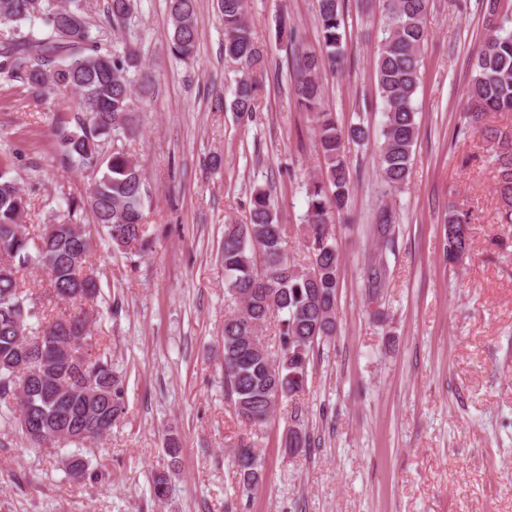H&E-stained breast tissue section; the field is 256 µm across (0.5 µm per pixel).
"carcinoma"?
I'll return each mask as SVG.
<instances>
[{"mask_svg":"<svg viewBox=\"0 0 512 512\" xmlns=\"http://www.w3.org/2000/svg\"><path fill=\"white\" fill-rule=\"evenodd\" d=\"M431 0H385L386 25L375 63L376 91L383 104L378 167L391 193L407 184L419 125L414 100L421 86L420 58L428 39L426 17ZM321 48L292 56L293 95L315 123L321 176L308 183L303 227L311 262L293 263L286 254V229L279 224L270 194L255 188L245 224L224 225L221 265L227 292L238 307L224 318V395L238 419L258 430L271 418L277 397L304 390L309 365L320 344L336 335V294L341 253L332 224L346 212L350 194L349 164L342 150L346 139L363 140L361 124L343 128L324 110L319 72L342 66L347 46L344 0H318ZM224 22V56L241 64L232 101L240 116L256 111L260 86L254 77L266 68L263 44L247 18L246 0H217ZM136 0H107L103 29L125 33ZM171 49L186 61L197 53L198 0H168ZM89 0H0V83L22 86L47 100L59 91L73 98L77 112L53 126L68 163L96 172L85 197H69L43 232L31 235L23 223L27 200L0 162V400L16 399L20 409L43 422L66 418L67 448L99 440L125 414L124 386L112 363L92 354L98 344L92 333L78 343L69 336L90 323L101 283L90 265L94 237L84 224L107 229L112 244L125 254L142 256L151 248L146 221V190L140 165L121 149L104 152V141L130 129L137 95L135 74L142 67L131 42L112 49L91 35ZM488 112H512V30L499 25L480 47L468 93L461 133L482 134L500 143L495 152L497 192L503 203L500 220L512 224V140L484 124ZM466 215L451 209L444 219L446 257L457 264L469 252ZM373 232L384 246L394 243L395 224L389 210L375 216ZM43 271L59 300L80 302L55 319L31 325L37 299L20 288L18 269ZM371 301L385 287L387 267L380 261L366 272ZM284 314L279 348L269 349L262 328L271 314ZM29 349L52 370L45 380L33 378L22 399L20 373ZM94 378L102 394L90 399L83 378ZM233 463L245 486L258 484L260 455L253 441H238ZM154 499L162 504L170 493L169 475L152 480Z\"/></svg>","mask_w":512,"mask_h":512,"instance_id":"1","label":"carcinoma"}]
</instances>
